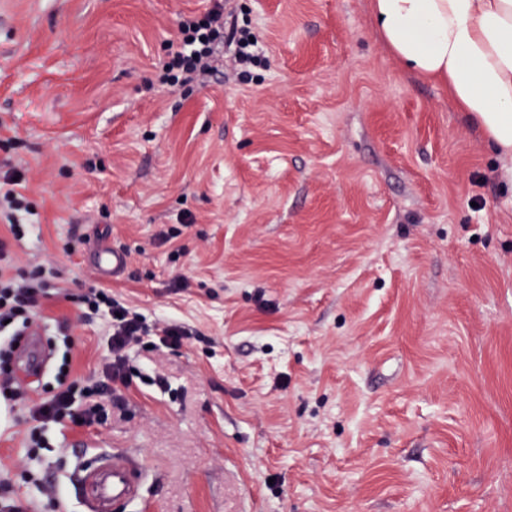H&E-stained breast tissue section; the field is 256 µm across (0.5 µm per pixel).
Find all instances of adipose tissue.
I'll use <instances>...</instances> for the list:
<instances>
[{
  "instance_id": "ef3b65f1",
  "label": "adipose tissue",
  "mask_w": 512,
  "mask_h": 512,
  "mask_svg": "<svg viewBox=\"0 0 512 512\" xmlns=\"http://www.w3.org/2000/svg\"><path fill=\"white\" fill-rule=\"evenodd\" d=\"M370 12L388 53L446 85L496 153L512 157V0H371Z\"/></svg>"
}]
</instances>
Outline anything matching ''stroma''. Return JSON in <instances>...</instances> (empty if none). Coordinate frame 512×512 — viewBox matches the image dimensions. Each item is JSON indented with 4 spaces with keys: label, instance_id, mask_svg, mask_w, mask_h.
Listing matches in <instances>:
<instances>
[{
    "label": "stroma",
    "instance_id": "stroma-1",
    "mask_svg": "<svg viewBox=\"0 0 512 512\" xmlns=\"http://www.w3.org/2000/svg\"><path fill=\"white\" fill-rule=\"evenodd\" d=\"M267 64L158 73L210 0H0V178L22 259L108 242L110 288L190 339L129 351L124 414L49 427L0 481L85 512L76 465L131 456L132 512H512V189L503 159L377 39L370 0H232ZM46 343L111 358L109 317L52 299ZM63 488L47 497L44 480Z\"/></svg>",
    "mask_w": 512,
    "mask_h": 512
}]
</instances>
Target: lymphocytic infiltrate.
<instances>
[{
    "label": "lymphocytic infiltrate",
    "mask_w": 512,
    "mask_h": 512,
    "mask_svg": "<svg viewBox=\"0 0 512 512\" xmlns=\"http://www.w3.org/2000/svg\"><path fill=\"white\" fill-rule=\"evenodd\" d=\"M248 29L225 25L224 6L214 4L202 15L191 16L180 24V36L172 46L170 60L160 76L169 86L187 85L214 74L220 62L219 48L235 46L233 61L240 66L257 64L264 56L251 42ZM8 189L0 195V217L5 218V232L0 233V396L26 407L35 421L25 442L26 457H35L43 447V434L52 424L67 423L90 427L104 423L121 401L115 395L116 385H130L133 374L127 366L126 353L134 347L160 348L177 346L188 331L172 321L146 324L135 308L112 296L110 290L92 286L77 290L68 288L70 271L41 265L21 266L11 251L12 241L21 239L24 229L17 214L29 210L30 203L14 189V177H7ZM61 290L77 311L79 321L89 320L100 310H107L112 326V359L101 374H78L73 368V352L77 341L64 336L63 352L55 373V385L39 392L21 383L10 367L35 317L41 312L52 291Z\"/></svg>",
    "instance_id": "1"
}]
</instances>
